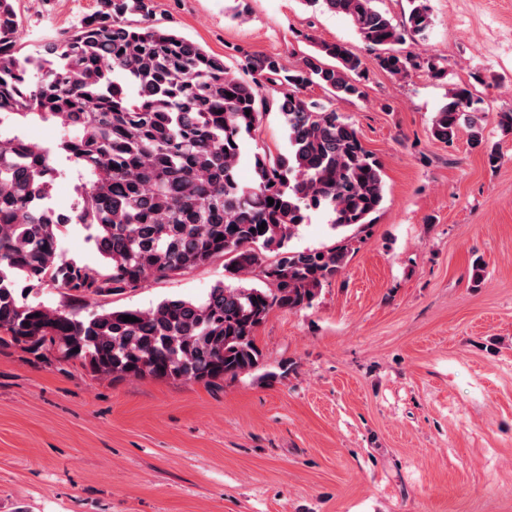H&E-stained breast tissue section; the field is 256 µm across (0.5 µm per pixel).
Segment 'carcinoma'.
<instances>
[{"instance_id":"cac0c4a2","label":"carcinoma","mask_w":512,"mask_h":512,"mask_svg":"<svg viewBox=\"0 0 512 512\" xmlns=\"http://www.w3.org/2000/svg\"><path fill=\"white\" fill-rule=\"evenodd\" d=\"M13 2L0 0V343L51 347L102 376L211 382L259 369L256 333L270 313L313 306L357 250L355 235L288 248L307 212L325 209L335 228L366 233L384 201L382 164L355 124L300 95L317 85L338 102L362 96L354 79L362 59L325 42L318 51L335 63L309 56L284 74L277 59L246 54L253 79L244 82L223 58L151 22V0H97L42 53L22 56ZM305 2L347 17L388 73L421 66L396 48L403 34L376 0ZM410 5L408 29L423 36L428 6ZM267 83L287 88L277 107L288 146L254 154L246 184L238 165L268 106ZM472 105L467 89L450 91L433 137L450 144L464 125L480 145ZM31 122L55 127L58 138L28 142ZM73 170L80 184L61 219L48 198ZM72 222L91 230L99 265L59 253L61 228ZM220 257L225 280L204 298L165 299L146 311L52 309L15 295L23 277L82 299L107 297ZM254 274L269 287L246 285Z\"/></svg>"}]
</instances>
